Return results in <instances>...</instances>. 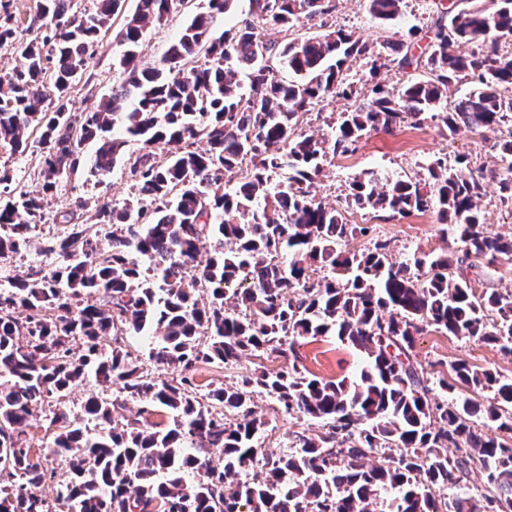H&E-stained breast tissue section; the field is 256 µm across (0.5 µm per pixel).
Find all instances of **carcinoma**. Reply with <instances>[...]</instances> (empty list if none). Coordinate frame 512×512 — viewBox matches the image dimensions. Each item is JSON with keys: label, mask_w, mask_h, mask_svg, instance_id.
Wrapping results in <instances>:
<instances>
[{"label": "carcinoma", "mask_w": 512, "mask_h": 512, "mask_svg": "<svg viewBox=\"0 0 512 512\" xmlns=\"http://www.w3.org/2000/svg\"><path fill=\"white\" fill-rule=\"evenodd\" d=\"M182 2L138 0L126 14L124 0H96L92 13L77 12L75 0H36L30 40L16 37L0 5V48L18 57L0 76V149L23 154L32 137L45 149L32 190L0 169V262L32 246L68 176L96 177L121 161L136 187L122 206L96 209L95 223L112 228L106 244L72 212L64 235L40 242L56 265L0 284V512H512V445L494 435L512 433V381L459 360L457 380L489 395L486 404L461 399L413 355L428 327L512 354V291L478 295L470 277L473 257L512 261V230H490L481 207L488 179L512 204V136L495 143L491 170L460 156L433 159L423 183L363 172L341 207L310 191L327 158L354 154L372 131L434 112L450 135L511 127L512 55L501 44H512V0H459L425 34L379 45L343 29L261 37L262 24L286 34L330 15L331 0H252L253 18L221 32L216 22L234 0H205L161 62L142 63L145 31ZM368 2L381 24L404 14V0ZM119 15L123 80L97 108L74 112L76 79ZM461 43L477 49L458 52ZM198 54L211 64H197ZM269 60L291 78H278ZM357 60L371 80L361 102L331 132L303 131L300 118L315 105L355 94L343 72ZM392 63L426 77L394 91L377 80ZM464 79L475 87L440 111ZM115 128L125 137L110 135ZM89 141L97 147L86 157ZM130 141L139 148L129 151ZM350 207L431 211L458 249L400 263L379 237L352 250L369 227L348 222ZM206 240L215 248L199 270ZM132 336L149 341V360L170 378L145 371L127 349ZM307 336H335L367 363L351 380L309 377L295 364ZM264 354L283 365L203 390L195 383L202 364ZM91 373L143 407L119 425V399L91 393L74 415L66 398ZM256 393L323 431H295L289 447L267 452ZM46 404L61 474L28 441L30 418ZM155 410L168 422L149 421ZM85 420L101 431L88 432ZM476 467L486 483L474 497L462 482ZM48 483L51 500L41 493ZM447 490L458 494L446 499Z\"/></svg>", "instance_id": "1"}]
</instances>
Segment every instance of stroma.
Returning a JSON list of instances; mask_svg holds the SVG:
<instances>
[{"mask_svg": "<svg viewBox=\"0 0 512 512\" xmlns=\"http://www.w3.org/2000/svg\"><path fill=\"white\" fill-rule=\"evenodd\" d=\"M437 17L438 9L432 0H406L401 23L386 26L370 15L366 0H335L329 21L363 39L380 43L398 40L412 28L428 29ZM185 19V13H181L163 24L149 27L139 47L142 61L159 62L176 39ZM116 35V30H109L96 56L90 60L88 81L79 82L72 94L74 111L91 109L111 94L113 86L120 81L121 72L116 61L122 55L123 47ZM498 138L495 132L477 135L464 129L452 136L440 120L434 118L418 125L404 124L391 134L373 132L364 137L354 155L339 156L325 164L312 193L316 199L336 205L343 198L349 181L363 170L383 168L402 178L415 180L425 177L428 163L438 156L452 159L465 154L477 164L490 167L495 161L492 145ZM133 194L132 182L123 164H116L97 178L74 174L60 183L54 196L49 198L44 209L45 221L36 228L33 236L38 239L48 233L62 232L61 214L76 207H83L85 217L89 218L97 207L123 205ZM346 216L349 223L369 225L373 235L389 240L392 258L397 262L415 252H445L455 247L453 240L443 238L431 212H415L392 219L382 213L354 208L347 211ZM296 349L299 370L327 380L352 376L363 364V357L357 350L333 336L299 339ZM414 353L417 362L448 378L453 375L452 364L463 359L512 379V357L476 339H460L430 328L418 339ZM255 402L266 421V442L270 446L286 444L289 435L295 431L304 430L311 436L318 432L317 425L274 411L268 397H256Z\"/></svg>", "mask_w": 512, "mask_h": 512, "instance_id": "stroma-1", "label": "stroma"}]
</instances>
